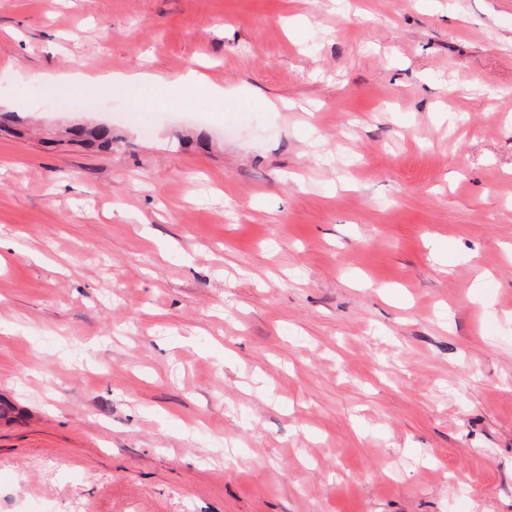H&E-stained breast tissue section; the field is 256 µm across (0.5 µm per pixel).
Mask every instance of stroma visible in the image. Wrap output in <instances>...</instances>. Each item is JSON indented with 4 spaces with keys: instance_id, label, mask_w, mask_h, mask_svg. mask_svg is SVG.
Returning a JSON list of instances; mask_svg holds the SVG:
<instances>
[{
    "instance_id": "35a3bbf8",
    "label": "stroma",
    "mask_w": 512,
    "mask_h": 512,
    "mask_svg": "<svg viewBox=\"0 0 512 512\" xmlns=\"http://www.w3.org/2000/svg\"><path fill=\"white\" fill-rule=\"evenodd\" d=\"M4 112L0 512H512V0H0ZM41 78L46 85L53 87L100 84L112 85V87L126 89L128 91H136L139 88L147 86L189 88L203 81L198 72L192 69L186 71L175 79H170L165 75L151 70L103 75L93 79L78 71L62 73L55 76H41Z\"/></svg>"
}]
</instances>
